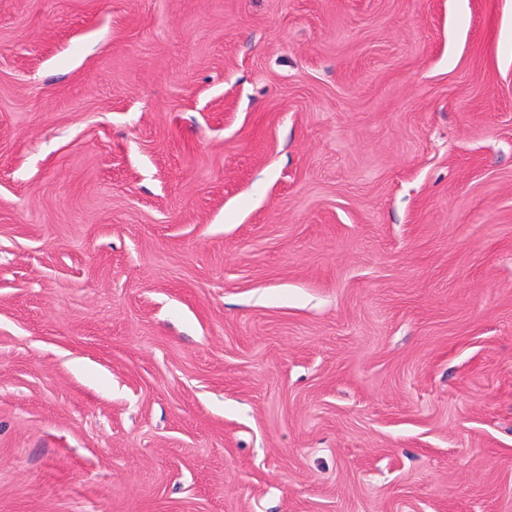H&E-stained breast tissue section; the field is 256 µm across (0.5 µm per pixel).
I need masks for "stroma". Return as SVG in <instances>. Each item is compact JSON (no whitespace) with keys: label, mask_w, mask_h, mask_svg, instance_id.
Instances as JSON below:
<instances>
[{"label":"stroma","mask_w":512,"mask_h":512,"mask_svg":"<svg viewBox=\"0 0 512 512\" xmlns=\"http://www.w3.org/2000/svg\"><path fill=\"white\" fill-rule=\"evenodd\" d=\"M0 512H512V0H0Z\"/></svg>","instance_id":"obj_1"}]
</instances>
